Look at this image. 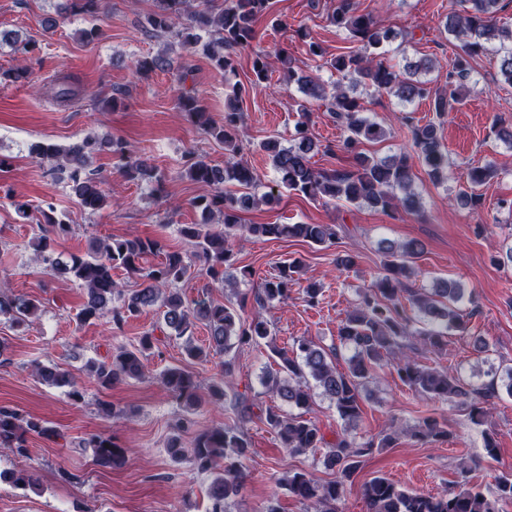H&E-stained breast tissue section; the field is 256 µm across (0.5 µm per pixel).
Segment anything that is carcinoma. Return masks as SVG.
I'll return each mask as SVG.
<instances>
[{
	"instance_id": "obj_1",
	"label": "carcinoma",
	"mask_w": 512,
	"mask_h": 512,
	"mask_svg": "<svg viewBox=\"0 0 512 512\" xmlns=\"http://www.w3.org/2000/svg\"><path fill=\"white\" fill-rule=\"evenodd\" d=\"M102 0H65L59 14L96 16ZM504 0H459L460 9L448 14L444 31L459 43L448 81L441 89H434L419 78L434 68V61L422 57L397 68L380 59L384 46L396 38L368 14L358 13L353 0H338L329 21L348 33L356 48L338 54L326 64L338 74L331 92L320 78L298 75L288 52H279L283 81L296 84L301 92L314 100L330 99V112L345 127L344 149L355 153L356 167L350 171L317 170L311 159L315 153H329L331 146H321L310 132V119L305 108L302 120L284 146L275 139L261 143L277 174L276 188L262 194L257 189L262 180L254 168L236 159L241 151L238 131L242 122L239 103L249 88L267 80V55L257 53L251 62L250 87L234 84L224 109V121L214 122L207 112L202 97L194 91H183L178 97L177 109L183 118L205 130L213 139L224 144L227 158L218 167L192 153L186 156L182 174L188 179L214 187L212 193L194 200L203 215L200 224H184L181 235L193 249V255L203 263L208 277L226 283L251 281L254 271L248 266H236L235 242L247 234L255 239L300 238L312 245L333 244L338 239L335 224H243L240 212L259 204H271L280 198L275 189L295 191L310 199L345 201L359 206L379 208L384 212L402 209L418 212L422 205L414 189L415 174L406 155L376 159L357 151L364 141H377L384 130L362 115L360 98L350 91L360 85L391 95L401 103L429 99L433 111L444 116L463 100V91L471 73L470 61L498 44L501 54L499 73L503 82L512 85V30L498 25V14ZM272 10V0H156L155 9L147 13L143 28L151 36L160 38L180 27V46L201 48L215 68L224 76L237 71L240 49L250 45L255 37L254 26ZM171 66V60L159 56L141 57L134 62L135 72L147 76L157 69ZM13 84L32 83V73L25 67L0 73V81ZM51 93L61 103L71 102L84 93V88L73 76L63 77L51 87ZM439 125L429 122L410 126L411 142L416 149L429 179L441 182L447 178L448 154L442 149ZM123 161L124 177L131 182H154L161 185V177L145 161L133 160L121 140L101 141L92 136L62 151L53 144L36 142L29 153L40 160L53 162L52 173L70 187L80 206L97 212L106 203L101 185L103 177L93 167L102 151ZM498 175L491 164L472 167L465 184L455 196L458 206L474 210L480 202L479 187ZM241 188L238 195L224 191V185ZM400 194H395V191ZM29 204L16 202L14 209L24 221L34 224L37 233L33 246L40 260L55 276H64L84 291V302L77 319L87 322L107 311L112 313L116 327L143 309L159 306L162 324L178 336H186V353L196 358L203 349L189 340L195 323L201 321L209 329L208 348L217 353L233 348L270 345L272 332L268 322L260 317L246 318L243 311L248 297L241 296L236 303L224 304L206 298L185 299L179 292L162 293V289L180 283L191 274V262L186 253L171 250L157 238H110L89 246L85 252L63 256L56 252V238L70 232V225L55 218V208L49 204L37 212L26 211ZM421 250L415 241L388 244L383 247L381 277L374 287L358 295L355 309L340 324L338 339L342 346L352 349L348 371L336 370V353L328 351L306 338L294 341L291 352L271 349L275 357L261 378L266 391L275 394L284 403L306 409L313 403L310 385L320 391L336 409L343 425L336 442L329 445L320 428L301 415H285L278 408L268 407L264 421L278 436L282 447L292 453H306L328 447L322 456L324 468L336 477L321 482L305 471H295L277 479L295 498L306 503L314 512H336V503L342 501L346 481L358 469L360 458L374 447V441H360L353 434L352 425L362 413V391L380 362L390 356L400 381L411 390L431 400L467 405L471 419L479 424L489 413V401L497 396L494 383L477 385L461 375L447 370L428 368L413 359L405 349L415 341L434 350L443 346L450 331L468 334L466 313L460 308L467 290L459 282H435L433 287L418 291L405 287L404 278L410 273V259ZM154 256L159 261L149 266L145 258ZM301 263L294 260L282 264L277 274L265 279L254 291L257 307L285 299L297 282ZM121 269L131 277L142 280L140 287L126 291L113 279V272ZM119 305H114V302ZM36 299H23L12 294L6 282L0 283V315H8L17 324L26 321L39 310ZM155 329L145 331L134 350L124 349L112 361H89L87 368L103 387L123 379H138L144 375L143 355L152 349ZM235 361L224 360L222 383L209 387L210 402L216 406L231 402L238 421L252 420L253 412L239 393L228 396L226 389L233 384ZM41 381L47 385L68 388V397L79 402L83 390L65 370L56 366L37 369ZM162 382L188 410L201 401L197 376L182 367L163 371ZM36 433L47 438L58 436L56 430L39 419L25 417L15 410L0 409V448L25 451L24 435ZM417 441L436 445L448 441L449 433L437 419L426 417L412 429ZM84 445L95 449L100 465H117L124 457L123 449L110 437L93 435ZM250 454L249 440L237 424L214 426L198 434L192 449L193 462L200 472L220 471L207 488L210 502L208 512H226L228 501L240 490L244 460ZM367 512H499V502L512 500V474L496 481V492L486 495L462 481L459 488L449 493H422L405 489L385 477H375L363 487Z\"/></svg>"
}]
</instances>
